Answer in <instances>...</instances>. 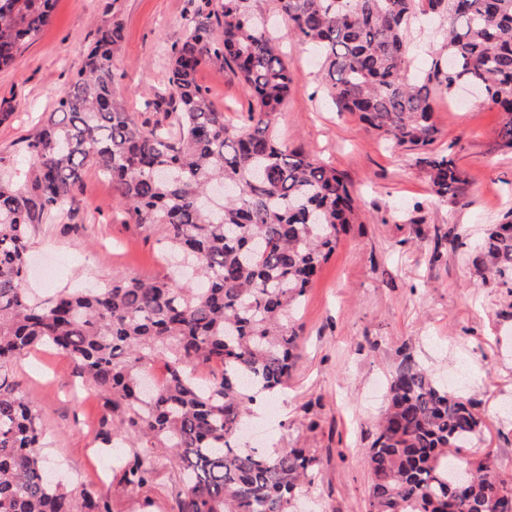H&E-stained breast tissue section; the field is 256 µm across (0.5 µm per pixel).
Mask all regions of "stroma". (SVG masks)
Returning <instances> with one entry per match:
<instances>
[{
  "mask_svg": "<svg viewBox=\"0 0 512 512\" xmlns=\"http://www.w3.org/2000/svg\"><path fill=\"white\" fill-rule=\"evenodd\" d=\"M218 0H55L52 19L11 66L0 69V175L19 179L33 167L28 138L55 108L81 67L99 28L120 21L124 40L113 58L118 100L136 122L160 119L149 101L168 96L171 50L185 20ZM253 12L285 33L292 92L278 119L282 141L334 166L353 192L359 220L349 225L309 288L292 376L272 401L254 405L242 443L249 448H307L319 471L302 502L310 512H368L366 452L386 405L391 372L404 352L439 383L463 372L462 395L475 401L483 428L461 458L489 457L512 477V287L483 277L476 247L486 225L512 209V150L495 146L500 116L482 100L436 102V151L454 158L465 181L457 198H438L416 151L386 150L381 138L328 96L309 44L287 34L275 0H250ZM228 123L240 124L248 97L226 68L198 73ZM438 262H430L432 251ZM29 291L47 297L62 288H98L118 275L162 279L172 261L161 228L139 227L111 183L87 167L76 202L57 223L31 234ZM39 410L43 450L68 489L85 485L108 497L112 512H176L177 469L154 455V477L143 488L120 484V450L99 438L101 391L65 353L41 347L10 370Z\"/></svg>",
  "mask_w": 512,
  "mask_h": 512,
  "instance_id": "obj_1",
  "label": "stroma"
}]
</instances>
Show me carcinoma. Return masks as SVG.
<instances>
[{
    "instance_id": "1",
    "label": "carcinoma",
    "mask_w": 512,
    "mask_h": 512,
    "mask_svg": "<svg viewBox=\"0 0 512 512\" xmlns=\"http://www.w3.org/2000/svg\"><path fill=\"white\" fill-rule=\"evenodd\" d=\"M54 0H0V65L19 56L50 20ZM288 33L323 61L328 95L391 148L422 151L434 193L456 198L463 171L431 149L434 102L478 85L502 116L496 144L512 150V0H276ZM440 20L439 51L407 75L414 29ZM122 24L100 29L56 111L27 140L35 158L22 183L0 180V512H112L90 486L54 483L41 453L38 411L8 368L39 345L67 354L124 410L103 440L134 433L143 447L123 479H153L148 455L167 453L183 484L178 512H298L318 459L302 448H244V417L287 383L298 349L297 315L308 288L358 219L336 169L276 135L292 78L268 21L249 0L187 18L168 67V124L135 123L115 95ZM231 69L251 100L243 126L226 123L198 71ZM112 180L137 223L195 262L178 282L115 276L94 291L37 301L24 288L30 229L75 201L86 166ZM482 275L512 280V212L480 239ZM157 362L161 385H144ZM200 367L221 374L198 381ZM476 403L437 384L411 353L392 371L388 404L367 450L369 512H493L512 504V479L488 460L448 454L476 436ZM466 482L461 493L448 484Z\"/></svg>"
}]
</instances>
